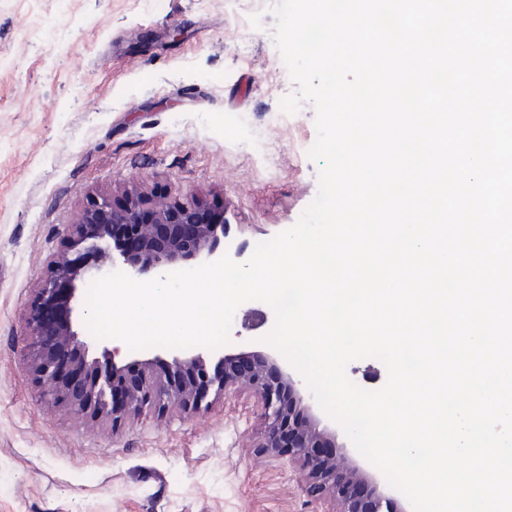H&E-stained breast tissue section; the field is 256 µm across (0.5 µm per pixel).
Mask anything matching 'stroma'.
Returning a JSON list of instances; mask_svg holds the SVG:
<instances>
[{
  "instance_id": "35a3bbf8",
  "label": "stroma",
  "mask_w": 512,
  "mask_h": 512,
  "mask_svg": "<svg viewBox=\"0 0 512 512\" xmlns=\"http://www.w3.org/2000/svg\"><path fill=\"white\" fill-rule=\"evenodd\" d=\"M271 0H0V512H334L302 463L267 456L250 390L121 425L44 403L28 371L25 310L92 194L139 190L225 213L248 260L315 198V111L296 87ZM275 313L235 312L223 353L265 354ZM336 451L384 474L321 408Z\"/></svg>"
}]
</instances>
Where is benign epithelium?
I'll use <instances>...</instances> for the list:
<instances>
[{"instance_id":"1","label":"benign epithelium","mask_w":512,"mask_h":512,"mask_svg":"<svg viewBox=\"0 0 512 512\" xmlns=\"http://www.w3.org/2000/svg\"><path fill=\"white\" fill-rule=\"evenodd\" d=\"M223 214L197 200L151 201L139 195L124 200L96 196L87 200L80 223L72 226L62 249L47 263L26 308L27 362L41 397L52 404L114 422L147 409L176 405L197 410L210 392L246 388L264 408L265 433L260 447L273 458L283 455L309 468L310 493L332 498L336 512H397L393 499L379 492L372 478L336 456L318 455L324 433L291 408L304 396L290 373L270 372L268 356L226 354L208 371L202 353L160 354L127 362L117 346L89 357L91 341L79 329L84 310L80 290L103 264L120 263L133 277H161L174 265L209 261L217 256V225ZM135 230L131 244L116 239L113 227Z\"/></svg>"}]
</instances>
